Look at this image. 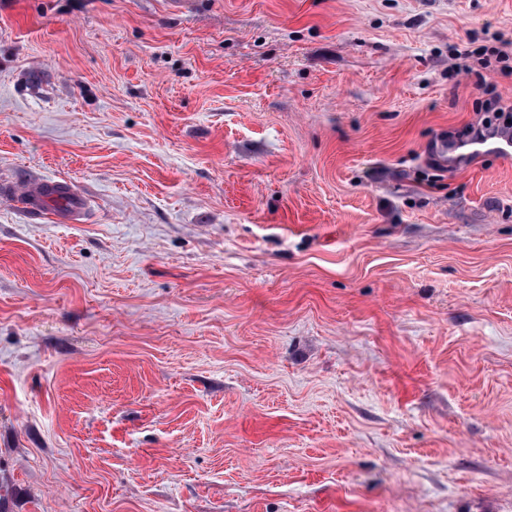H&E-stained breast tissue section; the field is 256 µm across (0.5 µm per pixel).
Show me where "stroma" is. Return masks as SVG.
Masks as SVG:
<instances>
[{
  "label": "stroma",
  "instance_id": "35a3bbf8",
  "mask_svg": "<svg viewBox=\"0 0 512 512\" xmlns=\"http://www.w3.org/2000/svg\"><path fill=\"white\" fill-rule=\"evenodd\" d=\"M482 46L512 0H0V512H512V159L431 151ZM59 195H66L69 200V206L61 212L60 220L64 223H76L78 216L85 209L86 201L72 189L71 185L40 180L28 188L24 204L30 212L36 213L41 210L45 202Z\"/></svg>",
  "mask_w": 512,
  "mask_h": 512
}]
</instances>
